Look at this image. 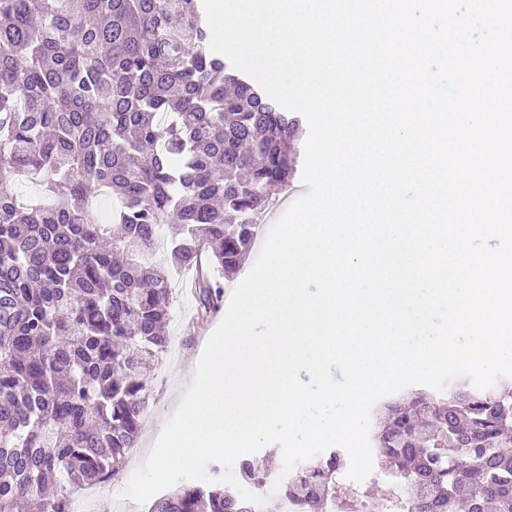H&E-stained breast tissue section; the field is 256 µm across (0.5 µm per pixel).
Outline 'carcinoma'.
I'll use <instances>...</instances> for the list:
<instances>
[{
    "mask_svg": "<svg viewBox=\"0 0 512 512\" xmlns=\"http://www.w3.org/2000/svg\"><path fill=\"white\" fill-rule=\"evenodd\" d=\"M202 0H0V512H69L117 479L167 354L168 271L193 269L197 314L293 178L301 119L209 48ZM41 179L49 203L11 186ZM110 192L106 222L90 189ZM166 262L154 260L161 225ZM372 496L327 451L281 481L293 512H512V384L384 404ZM242 479L273 483L255 461ZM149 512H251L220 483Z\"/></svg>",
    "mask_w": 512,
    "mask_h": 512,
    "instance_id": "1",
    "label": "carcinoma"
}]
</instances>
